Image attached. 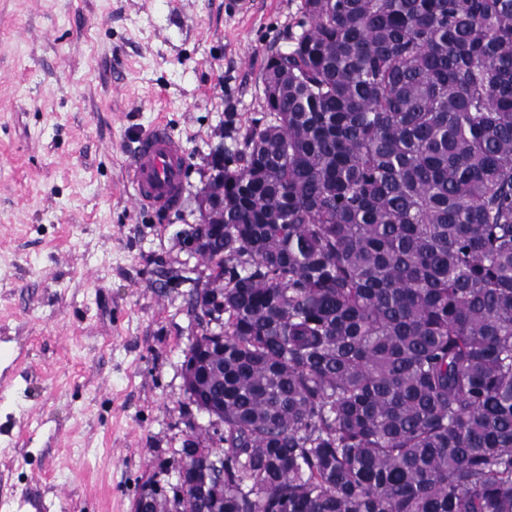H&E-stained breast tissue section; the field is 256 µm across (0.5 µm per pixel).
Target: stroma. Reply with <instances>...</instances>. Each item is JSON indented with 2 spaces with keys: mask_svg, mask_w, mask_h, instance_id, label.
I'll return each mask as SVG.
<instances>
[{
  "mask_svg": "<svg viewBox=\"0 0 512 512\" xmlns=\"http://www.w3.org/2000/svg\"><path fill=\"white\" fill-rule=\"evenodd\" d=\"M299 4L0 0V512H132L204 432L181 375L203 261L180 233ZM160 120L188 163L153 212L130 159Z\"/></svg>",
  "mask_w": 512,
  "mask_h": 512,
  "instance_id": "stroma-1",
  "label": "stroma"
}]
</instances>
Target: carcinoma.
Masks as SVG:
<instances>
[{"instance_id":"1","label":"carcinoma","mask_w":512,"mask_h":512,"mask_svg":"<svg viewBox=\"0 0 512 512\" xmlns=\"http://www.w3.org/2000/svg\"><path fill=\"white\" fill-rule=\"evenodd\" d=\"M222 149L224 467L191 512H512V0H301Z\"/></svg>"}]
</instances>
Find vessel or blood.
Returning <instances> with one entry per match:
<instances>
[{"label": "vessel or blood", "mask_w": 512, "mask_h": 512, "mask_svg": "<svg viewBox=\"0 0 512 512\" xmlns=\"http://www.w3.org/2000/svg\"><path fill=\"white\" fill-rule=\"evenodd\" d=\"M187 155L165 124L153 125L138 142L130 166L139 207L163 210L182 198Z\"/></svg>", "instance_id": "b4317fda"}]
</instances>
